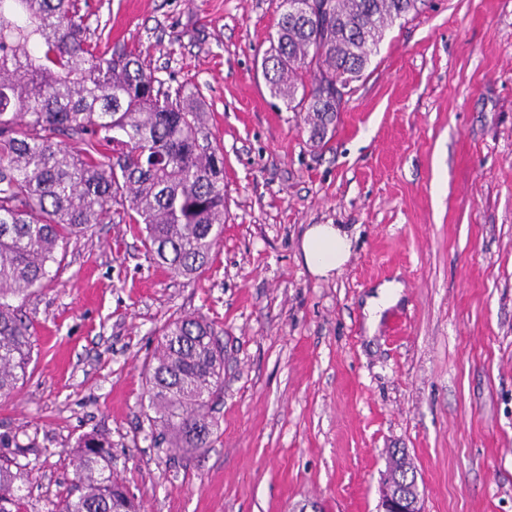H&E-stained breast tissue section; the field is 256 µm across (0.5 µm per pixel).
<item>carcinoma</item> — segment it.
Returning a JSON list of instances; mask_svg holds the SVG:
<instances>
[{"instance_id": "1", "label": "carcinoma", "mask_w": 512, "mask_h": 512, "mask_svg": "<svg viewBox=\"0 0 512 512\" xmlns=\"http://www.w3.org/2000/svg\"><path fill=\"white\" fill-rule=\"evenodd\" d=\"M426 0H280L261 67L271 97L304 112L311 137L336 120L385 26ZM84 0H0V396L24 379L32 323L13 301L61 268L71 239L112 216L136 225L152 259L193 279L224 224V150L199 91L163 82L140 55L91 38ZM154 443L211 445L224 390V342L201 317L167 322L145 364ZM66 498L51 512H141L112 473V442L82 436ZM25 472L0 463V512L19 508ZM385 488L415 495L394 451Z\"/></svg>"}]
</instances>
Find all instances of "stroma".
<instances>
[{
	"label": "stroma",
	"mask_w": 512,
	"mask_h": 512,
	"mask_svg": "<svg viewBox=\"0 0 512 512\" xmlns=\"http://www.w3.org/2000/svg\"><path fill=\"white\" fill-rule=\"evenodd\" d=\"M95 34L202 93L224 149V231L173 276L131 225H100L23 300L34 349L0 398L20 512H51L87 433L143 512H377L388 449L424 512H512V0H427L387 27L324 139L271 98L279 0H88ZM339 224L332 277L300 251ZM399 301L368 330L386 282ZM224 331V399L201 454L155 446L143 366L161 329ZM337 224H313L304 232L301 249L306 265L316 276L328 278L347 261L351 239Z\"/></svg>",
	"instance_id": "35a3bbf8"
}]
</instances>
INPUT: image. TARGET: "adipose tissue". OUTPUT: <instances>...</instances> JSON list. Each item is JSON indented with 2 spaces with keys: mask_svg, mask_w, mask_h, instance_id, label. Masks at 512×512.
Wrapping results in <instances>:
<instances>
[{
  "mask_svg": "<svg viewBox=\"0 0 512 512\" xmlns=\"http://www.w3.org/2000/svg\"><path fill=\"white\" fill-rule=\"evenodd\" d=\"M301 249L309 271L327 278L347 261L351 239L346 230L339 226L315 224L306 229Z\"/></svg>",
  "mask_w": 512,
  "mask_h": 512,
  "instance_id": "ef3b65f1",
  "label": "adipose tissue"
}]
</instances>
